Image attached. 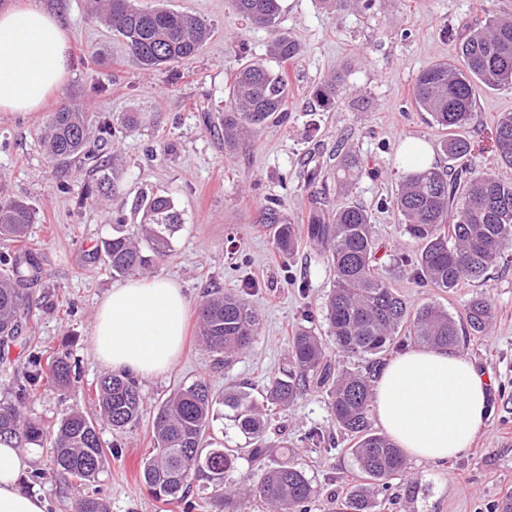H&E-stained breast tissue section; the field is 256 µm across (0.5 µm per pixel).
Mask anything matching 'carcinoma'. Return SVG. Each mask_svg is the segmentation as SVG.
<instances>
[{
  "label": "carcinoma",
  "instance_id": "carcinoma-1",
  "mask_svg": "<svg viewBox=\"0 0 512 512\" xmlns=\"http://www.w3.org/2000/svg\"><path fill=\"white\" fill-rule=\"evenodd\" d=\"M237 13L253 25L273 28L280 16V0H231ZM105 16L112 32L122 38L133 60L144 69L195 58L210 37L200 19L163 8L143 9L133 0H105ZM297 43L278 36L270 54L281 62L298 55ZM335 76L315 90L325 108L336 105ZM512 86V16L492 14L484 25L462 37L458 62L437 63L422 70L413 88L417 110L428 113L445 132L443 152L456 165L446 170L409 171L398 190L395 204L404 218L406 232L421 245L413 266L415 281L450 292L465 279L479 280L512 248V180L477 168L474 154L486 147L461 135L472 118L477 96L483 89ZM289 86L283 75L260 62L241 66L229 89L224 107V147L234 148L250 133L285 111ZM491 152L501 164L512 167V113L498 120L492 131ZM112 141V118L107 112H83L62 105L49 115L42 139L45 154L58 167L76 161L94 163L99 173L87 187L84 199L108 193L110 182L100 150ZM318 159L298 172L308 191L310 209L307 238L333 270L332 288L325 301L326 320L336 350L346 356L370 358L397 344L401 337L434 349L452 351L465 338L483 333L495 312L483 295L473 297L458 316L434 304L409 305L375 268L376 242L371 216L359 205L340 204L332 179L342 173L350 182L360 173L359 162L346 150L345 140L330 147L317 145ZM136 207L142 222L134 232L117 221L112 235L103 239L97 256L114 276L145 273L172 248L181 215L173 200L161 193L141 197ZM35 214L24 201L0 199V239L14 243L27 240ZM260 223L275 228L278 249L291 255L299 246L298 228L275 208L260 214ZM35 256L21 246L8 256L0 255V352H8L22 336L27 321L25 287L42 277ZM200 336L213 353L231 363L258 336L259 315L238 293H207L199 301ZM290 368L272 378L265 399L290 407L310 384L329 391L328 407L343 435L350 437L362 480L344 496V512H374L378 491L406 472L407 459L383 433L371 430L369 414L373 399L370 372H338L326 354L322 339L308 330L298 331L288 350ZM31 370L26 383L14 390L15 398L0 399V439L16 445L33 444L49 450L52 473L68 485L93 482L104 468L106 452L100 423L115 431L136 426L143 418L145 398L138 383L127 375L109 373L95 387L93 413L72 408L52 425L29 418L25 400L42 389L64 391L76 383L68 353L30 348ZM248 439V448H208L207 436L217 406ZM263 405L250 393L231 384L216 397L209 384L197 380L174 391L158 405L152 417L153 450L145 459L142 482L157 500L185 499L200 479L212 482L224 512H238L236 491L230 489L238 460L256 467L250 487L253 496L274 512H302L317 488L306 472L288 461V452L268 466L271 448L265 441ZM74 512H106L102 499L79 497Z\"/></svg>",
  "mask_w": 512,
  "mask_h": 512
}]
</instances>
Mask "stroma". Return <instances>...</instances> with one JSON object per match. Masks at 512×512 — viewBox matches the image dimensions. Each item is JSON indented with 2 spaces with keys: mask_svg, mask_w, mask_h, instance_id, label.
<instances>
[{
  "mask_svg": "<svg viewBox=\"0 0 512 512\" xmlns=\"http://www.w3.org/2000/svg\"><path fill=\"white\" fill-rule=\"evenodd\" d=\"M64 20L69 35L70 73L64 87L38 112H0V193L27 201L35 210L27 245L43 268L28 291L30 318L25 336L49 350L69 352L78 375L65 391H43L25 405L26 414L52 423L69 408L93 410L94 386L106 369L94 357L91 336L96 309L116 279L95 262L100 241L111 235L115 218L128 228L139 224L135 202L143 192L163 190L180 211L182 225L168 257L151 269L184 290L189 305L214 289L243 294L260 316L256 341L231 364L218 362L190 320L181 358L169 373L141 382L148 409L132 429L102 427L104 470L95 482L65 485L53 477L45 449L26 446L31 467L20 487L48 503V512H74L81 495L103 499L109 512H183L182 504L154 500L140 479L153 448L152 410L173 389L205 379L214 394L239 385L261 397L270 377L287 364L288 344L299 329L328 337L325 300L333 274L315 246L301 240L297 251L282 255L274 232L258 223L261 209L274 208L294 223H306L307 193L295 173L317 144L345 138L361 160L363 173L339 195L366 208L379 258L394 288L413 306L436 303L460 314L476 295L487 294L496 317L487 330L467 339L458 352L496 388L489 412L470 451L443 465L408 460L406 475L424 487L414 504L391 505L379 493L375 512H496L512 494V256L491 267L485 278L463 281L452 292L416 285L396 268L402 256H415L417 244L405 231L394 201L409 168L403 143L428 146L432 166L446 168L443 134L412 99L415 79L428 65L455 58L467 26L486 12L512 13V0H376L371 8L336 12L323 0H282L276 30L252 26L231 0H136L144 8L164 6L189 12L212 28L192 60L159 70L139 68L124 43L95 15L91 0H43ZM292 38L300 51L280 62L269 53L276 33ZM260 60L283 72L290 96L284 120L249 137L236 150L224 147L221 120L234 74L241 63ZM340 75L334 107L314 95L317 86ZM106 87L108 96L96 93ZM86 112L112 115V146L107 173L116 193L82 203L90 165L72 167L69 191H61L52 164L38 142L48 116L61 102ZM512 113V87L481 92L467 137L492 128ZM133 113L135 128L123 117ZM267 439L286 442L291 463L306 471L318 493L309 512H342L346 484L357 466L346 436L325 452L308 439L319 428L336 433L324 389L313 386L288 410L268 407ZM273 452V459H280Z\"/></svg>",
  "mask_w": 512,
  "mask_h": 512,
  "instance_id": "stroma-1",
  "label": "stroma"
}]
</instances>
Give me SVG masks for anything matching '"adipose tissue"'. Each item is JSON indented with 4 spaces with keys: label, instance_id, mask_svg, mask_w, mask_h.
Masks as SVG:
<instances>
[{
    "label": "adipose tissue",
    "instance_id": "adipose-tissue-1",
    "mask_svg": "<svg viewBox=\"0 0 512 512\" xmlns=\"http://www.w3.org/2000/svg\"><path fill=\"white\" fill-rule=\"evenodd\" d=\"M68 37L42 0L0 11V112H37L69 76ZM182 288L166 278L116 284L100 303L92 334L97 360L140 379L171 371L189 317ZM491 384L460 355L410 348L393 356L374 387L373 411L384 432L411 458L445 462L464 454L482 427ZM30 456L0 445V512H47L18 481Z\"/></svg>",
    "mask_w": 512,
    "mask_h": 512
}]
</instances>
